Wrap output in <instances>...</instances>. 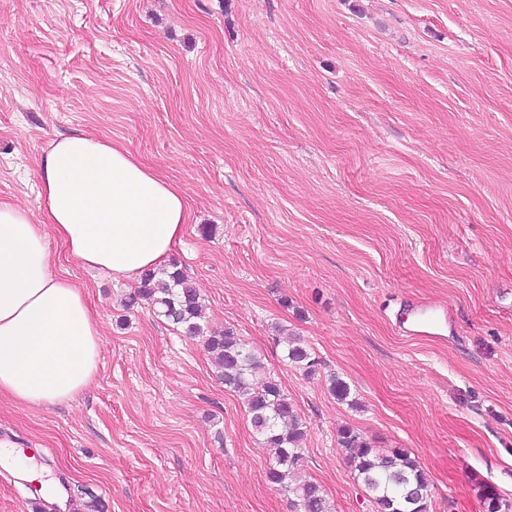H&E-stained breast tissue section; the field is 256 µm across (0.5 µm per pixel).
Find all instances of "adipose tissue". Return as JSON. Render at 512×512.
I'll return each instance as SVG.
<instances>
[{"label": "adipose tissue", "mask_w": 512, "mask_h": 512, "mask_svg": "<svg viewBox=\"0 0 512 512\" xmlns=\"http://www.w3.org/2000/svg\"><path fill=\"white\" fill-rule=\"evenodd\" d=\"M38 169L40 218L0 201V396L48 406L89 386L102 337L81 288L51 273L44 225L83 265L135 280L164 263L190 215L174 182L104 135L57 137Z\"/></svg>", "instance_id": "adipose-tissue-1"}]
</instances>
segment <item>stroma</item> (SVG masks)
<instances>
[{"label": "stroma", "instance_id": "stroma-1", "mask_svg": "<svg viewBox=\"0 0 512 512\" xmlns=\"http://www.w3.org/2000/svg\"><path fill=\"white\" fill-rule=\"evenodd\" d=\"M75 130L181 188L167 262L205 332L234 329L280 383L332 512H372L347 427L415 457L430 512L512 502V0H0V199L40 215L38 160ZM44 232L102 346L74 400L0 397V442L56 486L31 503L0 465V512H291L203 338ZM409 297L451 306L457 336H400ZM285 357L295 367L302 369L307 376L315 374L316 366L319 364L314 353L300 342L289 345L285 351Z\"/></svg>", "mask_w": 512, "mask_h": 512}]
</instances>
